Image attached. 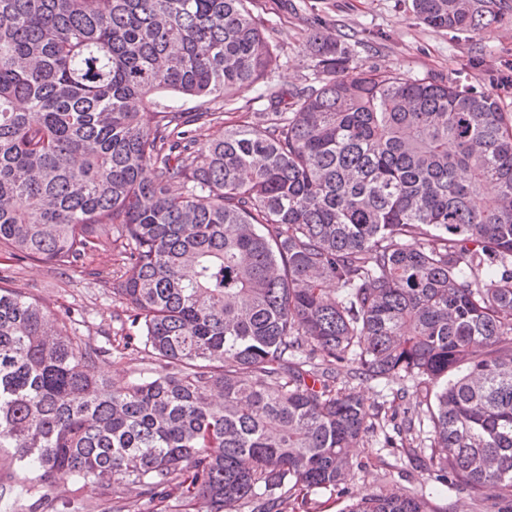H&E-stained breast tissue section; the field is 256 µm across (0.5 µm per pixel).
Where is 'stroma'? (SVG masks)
I'll use <instances>...</instances> for the list:
<instances>
[{
  "label": "stroma",
  "instance_id": "obj_1",
  "mask_svg": "<svg viewBox=\"0 0 512 512\" xmlns=\"http://www.w3.org/2000/svg\"><path fill=\"white\" fill-rule=\"evenodd\" d=\"M253 12L277 46L280 65L265 83L234 96L224 125L250 120L266 107V96L274 88L313 85L306 43L316 26L331 30L347 46L351 64L393 69L413 79L457 78L499 95L504 111L512 112V89L500 85L501 78L512 76V9L472 37L428 27L416 19L407 0H254ZM224 125L204 126L203 134L216 137ZM117 271L115 257L108 252L81 268L18 262L0 253V282L39 301L76 335L105 348L122 334L125 306L112 293ZM356 455L366 468L352 471L346 495L313 494L310 512H343L351 498L382 486L423 494L437 512H494L491 495L477 497L445 486L429 466L410 461L400 449L373 441L357 448Z\"/></svg>",
  "mask_w": 512,
  "mask_h": 512
}]
</instances>
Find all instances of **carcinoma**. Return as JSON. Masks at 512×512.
<instances>
[{
	"label": "carcinoma",
	"instance_id": "obj_1",
	"mask_svg": "<svg viewBox=\"0 0 512 512\" xmlns=\"http://www.w3.org/2000/svg\"><path fill=\"white\" fill-rule=\"evenodd\" d=\"M252 0H0V245L77 267L116 253L124 348L0 285V512H284L345 494L379 413L340 377L400 382L443 482L512 512V113L455 78L349 66L317 27L319 87L270 93ZM472 34L501 0H411ZM57 472L73 497L41 492ZM87 487L94 501L79 497ZM343 512H434L382 488ZM101 370L116 382H123L139 372H152L156 365L144 354L133 350H125L124 355L112 354V359L100 364Z\"/></svg>",
	"mask_w": 512,
	"mask_h": 512
}]
</instances>
